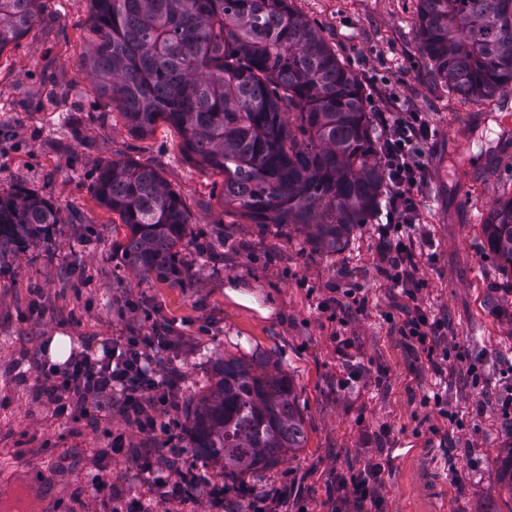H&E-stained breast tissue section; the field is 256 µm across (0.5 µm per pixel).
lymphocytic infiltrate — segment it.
Instances as JSON below:
<instances>
[{"instance_id": "lymphocytic-infiltrate-1", "label": "lymphocytic infiltrate", "mask_w": 512, "mask_h": 512, "mask_svg": "<svg viewBox=\"0 0 512 512\" xmlns=\"http://www.w3.org/2000/svg\"><path fill=\"white\" fill-rule=\"evenodd\" d=\"M384 156L389 170L391 196L386 222L379 231L385 241L387 274L394 286L418 285L412 230L419 218L415 191L425 170V146L432 135L424 113L404 112L389 106L381 119ZM399 235H392V228ZM174 345L160 329L148 336H116L104 339L100 354L82 353L70 358L64 370L38 364L40 382L62 415L76 413L95 425L119 409L127 425L147 435L149 447L127 448L124 434L100 449L90 479L92 495L108 493L123 500L124 492L112 483L114 457L131 459L138 475L152 488L151 498L138 501L135 512H154L157 504L172 500L196 502L208 494L217 512L224 507V489L204 476L183 471L185 450L177 442L176 423L169 413L177 406V378L159 363L160 354Z\"/></svg>"}]
</instances>
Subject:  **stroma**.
Returning <instances> with one entry per match:
<instances>
[{
  "instance_id": "35a3bbf8",
  "label": "stroma",
  "mask_w": 512,
  "mask_h": 512,
  "mask_svg": "<svg viewBox=\"0 0 512 512\" xmlns=\"http://www.w3.org/2000/svg\"><path fill=\"white\" fill-rule=\"evenodd\" d=\"M23 37L0 50V195L16 187L51 200L62 223L0 266V468L21 465L65 512H103L80 488L120 413L100 426L57 418L37 359L51 336L84 351L89 339L148 335L177 341L185 419L220 358L291 381L303 447L259 469L252 486L283 490L277 512H356L353 480L377 470L378 512H512L498 478L512 446V268L482 230L512 196V156L499 157L498 104L471 101L433 73L422 52L417 0H292L348 61L369 95L427 113L420 220L412 234L423 288L392 287L377 224L354 226L333 252L278 224L224 205V178L189 160L160 122L133 134L78 65L90 46L88 0H38ZM133 159L181 198L190 235L186 287L143 280L124 266L127 229L92 188L100 167ZM249 303L238 301V294ZM443 321L433 352L401 335L409 313ZM416 447L401 456V448Z\"/></svg>"
}]
</instances>
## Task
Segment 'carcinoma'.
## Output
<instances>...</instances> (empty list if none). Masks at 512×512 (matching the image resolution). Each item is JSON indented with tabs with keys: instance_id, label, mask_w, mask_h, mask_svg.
<instances>
[{
	"instance_id": "carcinoma-1",
	"label": "carcinoma",
	"mask_w": 512,
	"mask_h": 512,
	"mask_svg": "<svg viewBox=\"0 0 512 512\" xmlns=\"http://www.w3.org/2000/svg\"><path fill=\"white\" fill-rule=\"evenodd\" d=\"M94 35L79 65L98 96L146 135L164 121L185 155L224 176V205L258 224L308 231L336 250L380 211L386 168L368 95L289 0H89ZM36 0H0V51L36 18ZM415 26L435 74L468 100L512 89V0H418ZM93 194L129 229L123 263L140 278L183 286L189 222L159 173L109 161ZM60 211L23 187L0 196V265L45 238ZM483 231L512 265V197ZM305 443L284 377L223 362L192 411L186 447L201 448L245 484Z\"/></svg>"
}]
</instances>
